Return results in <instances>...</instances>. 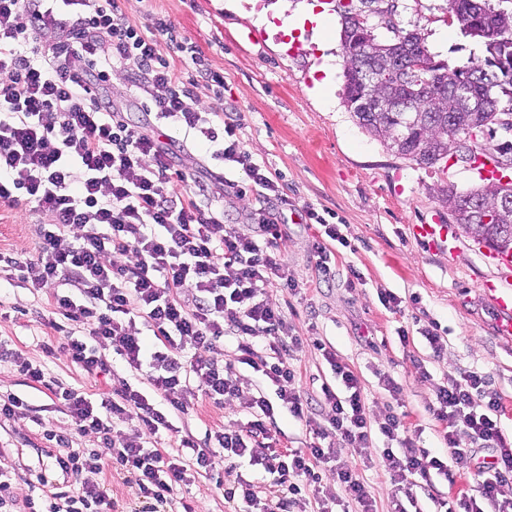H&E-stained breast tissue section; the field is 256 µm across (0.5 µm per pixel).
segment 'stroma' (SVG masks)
<instances>
[{
  "instance_id": "35a3bbf8",
  "label": "stroma",
  "mask_w": 512,
  "mask_h": 512,
  "mask_svg": "<svg viewBox=\"0 0 512 512\" xmlns=\"http://www.w3.org/2000/svg\"><path fill=\"white\" fill-rule=\"evenodd\" d=\"M125 0L131 22L143 20L145 9L164 16L191 37L214 67L224 74V101L240 119V138L253 160L264 163L296 210L314 207L338 225L342 243L333 244L335 262L327 278L315 279L318 224L289 223L272 249L280 253L301 289L296 297L270 288L272 302L282 304L288 331L299 336L291 353L301 376L299 390L317 396L334 375L311 338L330 344L338 360L361 379L366 405L373 418L387 408L406 413V421L422 448L437 446L440 422L426 405L435 387L449 376L473 367L489 375L487 395L500 398L499 424L512 439V339L498 336V313L481 281L495 270L475 249L462 229H455V252L429 249L410 235L409 227L431 218L447 220L448 210L438 191L453 184L459 191L475 186V177L462 169H425L395 156L369 136L344 106L343 57L338 14H315L322 0ZM399 21L421 32L431 52L442 58L466 60L464 37L448 21L446 0H405ZM32 205L22 199L0 206V252L35 257ZM361 283H354V273ZM401 297L399 310L383 307L381 291ZM51 293L16 281L0 280V339L32 362L44 364L66 384L84 383L94 400L136 377L125 362L110 356L111 372L99 383L84 382L80 370L64 355L46 357L43 343L56 333L44 315L51 311ZM437 323L443 338L434 353L421 335ZM407 340H399L398 329ZM388 374L402 388L392 397L379 381ZM26 396L34 411L21 419L0 420V470L8 472L17 501L45 497L41 487L27 484L28 471L53 470L55 460L43 431L73 433L74 419L46 389L30 381L9 362H0V397ZM248 417L239 400L216 407L203 397L193 399L182 418L197 439L207 430L245 427ZM391 442L374 435L369 448L358 450L341 440L331 446L341 459L357 461L376 498L378 512H430L431 502L410 503L392 492L389 473L380 462L381 449ZM258 478L248 461L225 462L223 487L202 478L178 489L184 502L204 512H228L226 488Z\"/></svg>"
}]
</instances>
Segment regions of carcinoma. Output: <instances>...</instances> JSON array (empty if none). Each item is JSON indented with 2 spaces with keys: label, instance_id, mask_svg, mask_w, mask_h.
I'll return each instance as SVG.
<instances>
[{
  "label": "carcinoma",
  "instance_id": "carcinoma-1",
  "mask_svg": "<svg viewBox=\"0 0 512 512\" xmlns=\"http://www.w3.org/2000/svg\"><path fill=\"white\" fill-rule=\"evenodd\" d=\"M359 5L360 0H336L344 58L343 99L361 128L398 156L423 168L449 160L456 135L465 127L493 130L490 139L470 143L471 161L482 152L512 156V120H506L512 111H501L505 105L512 106V9L495 7L490 0H448L450 19L471 40L469 57L461 63L431 52L420 33L412 41L402 39L408 30L399 24V6L390 0H381L387 12L384 23L371 24L363 31L355 21ZM410 53L424 58L429 65L427 78L440 83L442 91L457 82L468 84L472 104L445 105L421 93L414 81L403 75L393 84L378 87V94L390 102H415L421 112L372 111L358 74L373 67H404ZM495 191L496 182L491 180H483L465 193L452 184L439 189L453 223L493 250L512 252V210L500 212L487 224H478L468 204L491 197Z\"/></svg>",
  "mask_w": 512,
  "mask_h": 512
}]
</instances>
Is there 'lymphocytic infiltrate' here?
Segmentation results:
<instances>
[{
  "instance_id": "lymphocytic-infiltrate-1",
  "label": "lymphocytic infiltrate",
  "mask_w": 512,
  "mask_h": 512,
  "mask_svg": "<svg viewBox=\"0 0 512 512\" xmlns=\"http://www.w3.org/2000/svg\"><path fill=\"white\" fill-rule=\"evenodd\" d=\"M130 66L137 69L144 115L178 124L213 160L241 168L244 177L232 187L255 202L248 225H226L223 208L203 210L199 200L209 196L211 181L188 178L179 164L182 142L160 139L149 124L129 118L127 103L112 100L113 71ZM203 87L223 100V73L159 13L145 11L136 24L122 0H0V204L23 197L43 216L36 258L0 253V275L51 289L62 321L55 326L57 344L43 346L47 356L62 353L95 378L110 370L108 346L142 380L138 387H113L111 398L97 403L44 365L0 348V360L51 390L78 421L77 435L96 442L76 450L74 437L49 432L59 449L55 465L68 483L49 502L26 500L27 512H124L88 479L106 470L135 500L163 508L177 487L202 477L220 480V462L234 458L275 476L282 496L258 504L256 485L241 481L225 489V501L260 512H307L313 501L318 512H330L341 493L356 512H375L357 464L337 459L333 449L272 450L279 433L272 403L262 395L243 397L240 363L274 385L296 420H308L311 407L324 410L322 435L352 448L368 447L376 431L398 442V449L380 453L394 493L411 495L418 481L447 473L449 463L469 464L473 446L486 448L488 475L477 495L449 501L447 512H512V499L500 491L512 475V443L498 422L499 399L485 395L484 371L467 370L436 387L427 410L449 424L436 451L417 446L395 410L372 422L358 376L322 340L312 346L345 391L325 385L319 399L301 395L288 360L298 339L288 333L283 307L268 297L270 286L292 293L297 282L284 259L260 245L282 238L267 205L284 210L288 198L245 151L236 112L200 107ZM188 180L192 189L178 191ZM139 319L149 335L136 331ZM69 321L82 326V334L68 331ZM227 336L236 338L240 356L221 364L212 351ZM198 395L217 406L242 398L252 419L243 429L207 432L201 442L183 436L166 454L150 448L152 438L174 431V417ZM117 421L129 429L116 440Z\"/></svg>"
}]
</instances>
